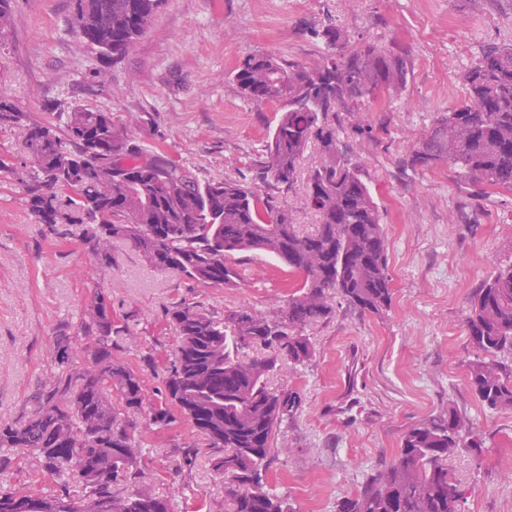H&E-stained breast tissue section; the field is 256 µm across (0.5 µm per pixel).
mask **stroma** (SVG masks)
Returning <instances> with one entry per match:
<instances>
[{
	"label": "stroma",
	"instance_id": "35a3bbf8",
	"mask_svg": "<svg viewBox=\"0 0 512 512\" xmlns=\"http://www.w3.org/2000/svg\"><path fill=\"white\" fill-rule=\"evenodd\" d=\"M12 22L0 32V97L37 120L83 107L109 113L115 125L141 116L134 139L159 145L199 181L249 183L277 112L244 98L233 71L245 55L270 53L321 64L324 44L311 26L337 25L351 43L401 44L410 51L406 88L370 104L372 137L356 163L381 211L393 289L384 316L360 314L333 299V316L308 329L312 358L284 367L273 387L301 403L276 435L280 452L267 490L297 512H336L390 463L410 427L455 407L466 413L480 453L448 460L464 494V512H512V411H492L473 395L466 364L476 353L465 326L471 294L494 271L512 266V191L480 196L448 168L419 170L404 159L439 113L465 100L462 76L489 41L512 45V0H166L147 32L113 64L81 37L74 0H11ZM0 423L27 419L54 357L59 334L80 342L81 310L100 291L122 327L121 356L142 370L148 394L174 358L172 307L190 303L215 315L249 308L278 312L298 282L288 267L258 254L237 256V286L199 285L180 273H156L128 245H112L100 267L82 229L45 235L19 176L32 164L17 132L0 128ZM320 161L309 147L293 190L277 194L301 232L318 218L305 204L307 175ZM139 482L167 498L172 512H228L215 453L184 419L164 430L141 422ZM198 449L192 472L179 451ZM32 456L0 470V489L56 490Z\"/></svg>",
	"mask_w": 512,
	"mask_h": 512
}]
</instances>
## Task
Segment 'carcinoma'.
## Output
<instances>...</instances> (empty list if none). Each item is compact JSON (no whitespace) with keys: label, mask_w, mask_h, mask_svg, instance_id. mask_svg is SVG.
<instances>
[{"label":"carcinoma","mask_w":512,"mask_h":512,"mask_svg":"<svg viewBox=\"0 0 512 512\" xmlns=\"http://www.w3.org/2000/svg\"><path fill=\"white\" fill-rule=\"evenodd\" d=\"M163 2L75 0L79 32L103 58L117 60ZM311 33L326 50L319 67L248 54L234 70L243 97L281 107L251 163L250 186L199 182L166 150L134 142L106 112H64L60 133L0 97V123L19 128L33 158L23 181L31 214L55 237L66 226L84 225L82 243L98 265L110 266L112 241L123 240L152 270H174L201 285H237L234 256L243 253L274 257L299 277L285 307L272 316L242 308L220 318L189 303L169 310L177 345L156 403L142 374L117 356L110 299L93 293L82 313L84 343L56 337L54 372L35 396L34 413L0 425V469L11 464V453L27 451L41 469L65 479L50 493L1 489L0 512H81L86 499L96 512H170L163 498L136 487L120 497L113 487L138 478L137 420L164 429L177 414L218 453L214 466L224 472L230 512H295L264 489V476L275 457L276 432L300 397L269 387L268 377L310 360L306 331L332 316L334 296L363 315L381 316L391 304L381 214L358 165L339 149V112L356 134L371 137L366 104L399 93L409 73L402 45H353L331 23ZM463 81L466 101L435 118L406 164L446 167L477 194L512 191V45H482ZM311 143L321 160L308 176L306 204L319 224L301 234L274 193L293 188ZM465 326L477 350L467 364L469 387L488 409L512 410V365L498 360L512 353V266L474 290ZM253 346L263 355H241ZM467 426L450 407L407 429L394 460L342 498L336 512H463L464 494L448 457L482 448L466 437Z\"/></svg>","instance_id":"cac0c4a2"}]
</instances>
